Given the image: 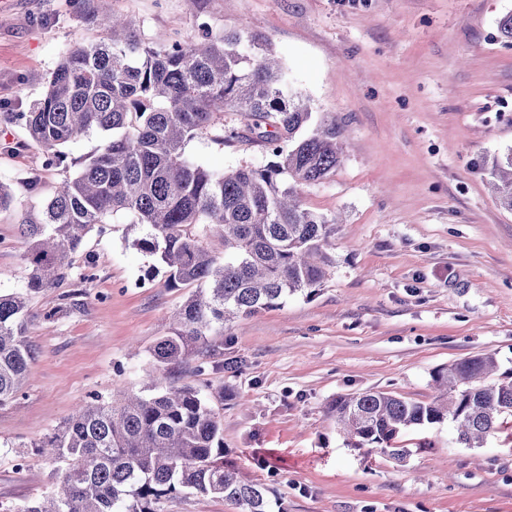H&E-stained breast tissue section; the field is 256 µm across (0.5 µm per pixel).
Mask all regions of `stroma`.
<instances>
[{
	"label": "stroma",
	"mask_w": 512,
	"mask_h": 512,
	"mask_svg": "<svg viewBox=\"0 0 512 512\" xmlns=\"http://www.w3.org/2000/svg\"><path fill=\"white\" fill-rule=\"evenodd\" d=\"M129 18L168 44L246 26L263 33L317 113L344 125L345 161L303 187L304 207L338 215L333 265L312 294L226 325L204 373L223 388L224 463L271 487V512H512V418L480 448L442 424L403 433L398 461L347 444L328 403L339 394L433 396L432 374L494 353L512 372V213L492 195L485 158L512 146V44L498 21L512 0H0V291L20 290L18 226L100 144L92 135L45 168L12 112L28 111L60 57L99 40L88 10ZM186 153L216 169L264 165L258 145L208 137ZM115 217L85 237L97 262L31 299L40 353L20 399L0 407V507L50 495L56 462L38 443L92 395L147 391L150 354L189 295L169 288ZM80 305L52 316L61 295Z\"/></svg>",
	"instance_id": "obj_1"
}]
</instances>
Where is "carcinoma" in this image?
<instances>
[{"instance_id":"1","label":"carcinoma","mask_w":512,"mask_h":512,"mask_svg":"<svg viewBox=\"0 0 512 512\" xmlns=\"http://www.w3.org/2000/svg\"><path fill=\"white\" fill-rule=\"evenodd\" d=\"M91 19L106 40L64 53L40 98L19 113L47 168L66 162L69 144L93 134L101 144L22 224L26 286L0 294V407L22 395L39 354L27 302L69 275L95 225L130 216L138 231L131 246L162 266L167 287L194 291L152 348L150 394L111 402L95 395L77 406L40 444L65 463L55 494L19 512H162L181 493L267 512L270 488L224 465V426L211 405L224 391L171 376L192 357L206 370L211 337L227 323L323 282L334 221L305 208L300 188L342 164L344 128L334 115L314 120L267 40L245 27L214 34L203 23L194 40L153 47L119 15L93 11ZM228 111L241 127H225ZM202 136L258 144L270 160L211 169L185 151ZM486 165L500 205L512 211V147ZM497 370L495 354L485 353L438 368L428 401L365 391L336 396L327 413L351 447L399 461L410 455L396 446L402 433L445 422L460 447L481 448L512 417V380Z\"/></svg>"}]
</instances>
